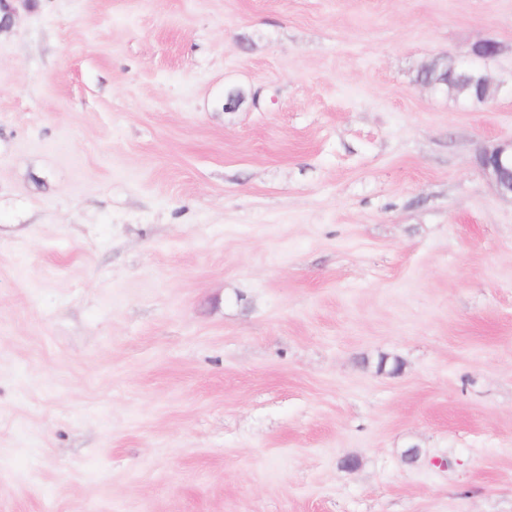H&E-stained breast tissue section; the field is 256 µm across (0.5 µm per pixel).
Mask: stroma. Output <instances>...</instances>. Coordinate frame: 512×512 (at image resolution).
Here are the masks:
<instances>
[{"mask_svg": "<svg viewBox=\"0 0 512 512\" xmlns=\"http://www.w3.org/2000/svg\"><path fill=\"white\" fill-rule=\"evenodd\" d=\"M483 41L512 82V0L20 7L0 512H512V200L477 165L512 91L417 80ZM460 75V71L452 70L450 65H448L447 71L444 64L436 59L426 62L418 71V76L432 82L436 90H447L457 98L464 99L477 106L488 104L491 101L493 91L483 90L475 82L467 78H461ZM430 82L421 80L422 84L429 87L432 86Z\"/></svg>", "mask_w": 512, "mask_h": 512, "instance_id": "obj_1", "label": "stroma"}]
</instances>
